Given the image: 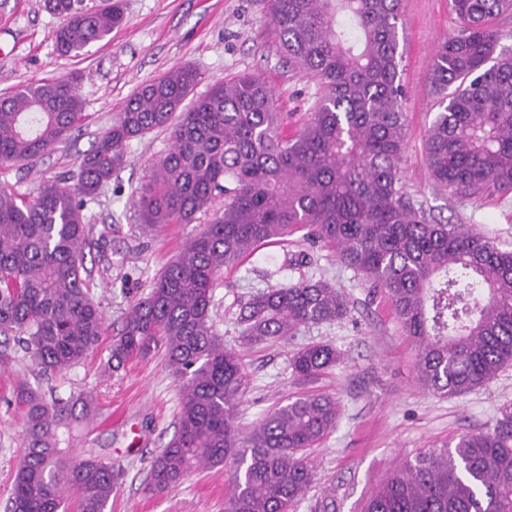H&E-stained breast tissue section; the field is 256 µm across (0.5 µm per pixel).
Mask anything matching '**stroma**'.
Instances as JSON below:
<instances>
[{"label": "stroma", "instance_id": "1", "mask_svg": "<svg viewBox=\"0 0 512 512\" xmlns=\"http://www.w3.org/2000/svg\"><path fill=\"white\" fill-rule=\"evenodd\" d=\"M124 13V22L107 39L74 57L57 51L53 34L60 19L46 10L44 0H0V94L73 76L83 100L70 135L35 165L0 167V183L11 185L25 200L34 199L47 178L76 183L82 154L133 94L180 65L198 69V96L214 83L261 74L275 88L281 110L288 112L289 129L298 128L311 111L317 85L285 63L269 0H124ZM402 29L407 189L434 220L465 225L512 250V192L462 198L438 187L427 169L426 131L436 112L431 55L457 31L449 0H403ZM171 147L170 134L163 130L132 139L124 165L83 211L90 228L86 282L105 318L104 335L88 359L66 373L46 374L16 346L8 348L12 360L0 368V512H5L22 459V412L13 397L22 380L49 396L92 397L98 415L79 432L73 448L100 455L119 470L107 512H224L232 491V471L225 467L192 474L164 492L150 488V462L173 436L179 410V386L163 357L133 362L109 375L102 369L131 305L149 292L181 245L224 208L219 196L197 213L194 223L171 224L157 233L141 228L134 192L150 165ZM302 254L307 261L300 265L296 259ZM300 279H323L341 289L347 316L285 340L239 344L237 318L250 296ZM213 304L215 327L225 344L236 348L247 374L236 418L240 431L308 392L340 400L336 429L304 452L314 466L315 483L290 512H364L380 484L404 461L430 448L455 445L461 435L487 429L512 408V365L463 395L427 390L418 377L415 345L388 297L368 288L332 251L305 241L302 234L284 245L259 247L225 269ZM315 343L336 347L341 360L304 386L292 377L289 359Z\"/></svg>", "mask_w": 512, "mask_h": 512}]
</instances>
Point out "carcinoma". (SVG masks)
Here are the masks:
<instances>
[{
    "mask_svg": "<svg viewBox=\"0 0 512 512\" xmlns=\"http://www.w3.org/2000/svg\"><path fill=\"white\" fill-rule=\"evenodd\" d=\"M46 7L64 18L55 43L69 56L104 40L124 18L122 0L98 10L75 0H46ZM450 10L457 34L431 59L438 112L427 131V166L437 185L457 195L509 192L512 50L498 49L491 21L511 13L512 0H450ZM401 13L402 0H270L288 65L318 85L312 112L293 133L261 76L216 83L190 101L198 72L180 66L129 99L83 154L76 184L48 179L21 204L0 184V335L44 373L85 361L103 335V312L83 277V209L124 164L131 139L166 129L173 141L136 192L145 231L191 224L224 196L223 211L182 245L112 342V370L161 351L180 381L175 433L150 464L153 490L228 461L234 480L224 512H290L311 488L314 470L301 451L336 428L340 402L305 394L240 434L235 417L246 374L211 315L224 268L298 231L387 294L415 343L420 380L433 392L465 394L512 364V250L461 224L433 221L403 179ZM82 109L69 78L29 83L1 98L0 165L40 157ZM347 311L340 289L301 279L249 298L239 338L286 340ZM340 358L335 347L312 344L292 355L290 367L309 384ZM15 398L25 440L11 512H106L118 481L112 463L62 447L90 419L92 399L49 400L24 381ZM366 512H512V411L452 449L407 461Z\"/></svg>",
    "mask_w": 512,
    "mask_h": 512,
    "instance_id": "carcinoma-1",
    "label": "carcinoma"
}]
</instances>
